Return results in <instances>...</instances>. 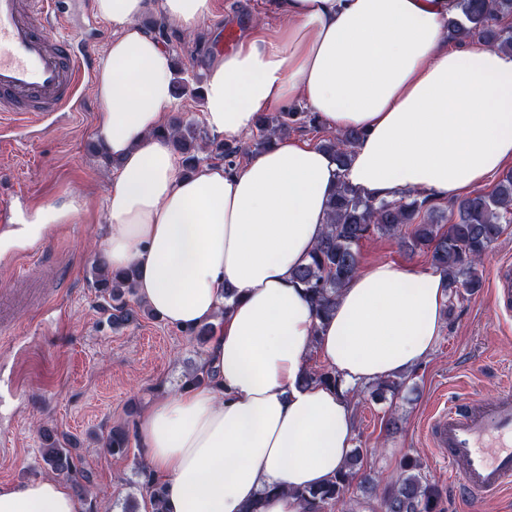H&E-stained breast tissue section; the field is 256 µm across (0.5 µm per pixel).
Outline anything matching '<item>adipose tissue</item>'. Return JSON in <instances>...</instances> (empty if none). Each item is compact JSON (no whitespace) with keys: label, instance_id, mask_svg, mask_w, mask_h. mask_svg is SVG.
Listing matches in <instances>:
<instances>
[{"label":"adipose tissue","instance_id":"ef3b65f1","mask_svg":"<svg viewBox=\"0 0 512 512\" xmlns=\"http://www.w3.org/2000/svg\"><path fill=\"white\" fill-rule=\"evenodd\" d=\"M112 39L92 85L97 138L117 163L104 202V259L138 273L170 325L222 326L201 362L210 382L156 400L138 424L165 512H301L291 491L331 479L351 453L344 390L410 371L432 353L443 273L377 262L317 322L293 277L318 243L338 182L398 200L453 199L512 162V54L448 42L459 0H272V34L217 55L202 87L206 128L228 140L261 113L303 101L330 131L361 134L345 169L282 138L241 166L181 172L160 135L174 102L172 57L139 25L156 12L194 34L211 0H92ZM233 298H226V291ZM343 380L300 386L311 349ZM0 512H85L55 478L0 484Z\"/></svg>","mask_w":512,"mask_h":512}]
</instances>
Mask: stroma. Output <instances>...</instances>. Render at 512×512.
<instances>
[{"label":"stroma","mask_w":512,"mask_h":512,"mask_svg":"<svg viewBox=\"0 0 512 512\" xmlns=\"http://www.w3.org/2000/svg\"><path fill=\"white\" fill-rule=\"evenodd\" d=\"M280 18L268 0H213L212 14L192 41L174 25L158 32L188 83L172 113L200 121L198 94L212 59L224 51V33L271 32ZM100 105L82 92V109L59 112L46 124L0 141V201L14 224L38 210L73 204L75 212L39 240L0 248V482L24 483L50 476L42 458L45 434L67 437L84 482L100 512H122L134 500L148 504L138 465L143 453L134 433L148 406L177 391L200 366L206 347L162 319L139 313L138 294L127 295L136 320L116 323L99 295L92 265L103 253V201L112 167L96 151ZM361 262H393L430 268L426 253H410L398 239L373 234L360 244ZM512 261V224L486 253L481 289L454 299L432 354L405 376L399 393L375 401L355 395V447L370 474H398L405 458L418 459L440 491L443 512H469L455 488L448 458L426 435L430 416L464 397H492L512 388V318L494 301V272ZM132 431L127 456L104 444L113 427Z\"/></svg>","instance_id":"stroma-1"}]
</instances>
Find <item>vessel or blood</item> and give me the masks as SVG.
I'll return each mask as SVG.
<instances>
[{"label": "vessel or blood", "instance_id": "obj_1", "mask_svg": "<svg viewBox=\"0 0 512 512\" xmlns=\"http://www.w3.org/2000/svg\"><path fill=\"white\" fill-rule=\"evenodd\" d=\"M76 0H0V113L22 125L56 112H75L92 76L90 46L56 33ZM495 302L512 311V264L495 273ZM434 447L459 467L460 487L472 506L512 488V392L491 399L450 402L427 427Z\"/></svg>", "mask_w": 512, "mask_h": 512}]
</instances>
